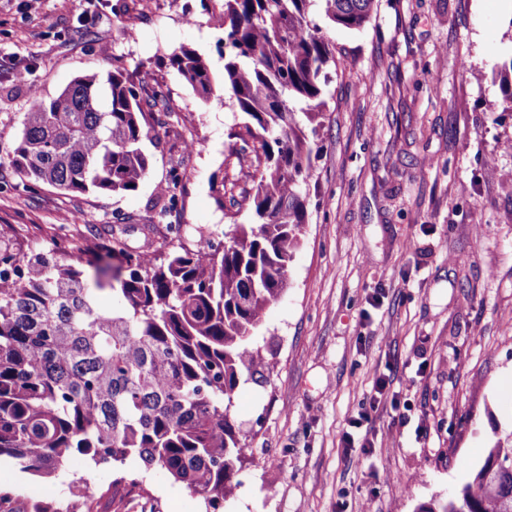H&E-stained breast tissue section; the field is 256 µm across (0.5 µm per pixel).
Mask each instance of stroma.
<instances>
[{
	"label": "stroma",
	"instance_id": "1",
	"mask_svg": "<svg viewBox=\"0 0 512 512\" xmlns=\"http://www.w3.org/2000/svg\"><path fill=\"white\" fill-rule=\"evenodd\" d=\"M325 33L341 65L324 91L308 222L254 338L267 368L235 392L245 450L224 512H416L452 495L512 428V111L494 75L512 58V0H375L364 29ZM223 35L200 0H40L35 11L0 0V225L35 253L117 214L146 224L175 170L168 223L188 246L203 228L223 240L211 183L249 184L226 162L244 116L224 101ZM182 46L208 63L209 99L167 66ZM116 64L171 91L146 119L147 180L129 195L27 189L7 163L24 112ZM65 212L80 223H61ZM349 430L377 447H345ZM121 475L137 486L108 495ZM82 476L104 492L96 512H206L183 483L133 461L50 478L4 462L0 490L24 512L37 496L70 497Z\"/></svg>",
	"mask_w": 512,
	"mask_h": 512
}]
</instances>
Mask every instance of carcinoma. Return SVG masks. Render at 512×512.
I'll return each instance as SVG.
<instances>
[{
    "label": "carcinoma",
    "mask_w": 512,
    "mask_h": 512,
    "mask_svg": "<svg viewBox=\"0 0 512 512\" xmlns=\"http://www.w3.org/2000/svg\"><path fill=\"white\" fill-rule=\"evenodd\" d=\"M374 0H222L224 89L246 121L229 134L228 163L251 170L242 192L250 222L232 220L224 245L176 246L175 225L137 251L135 229L89 224L66 249L0 248V460L41 477L137 459L182 482L209 507L231 494L243 446L230 413L243 373L263 366L252 346L266 310L287 286L306 224L315 137L336 46L315 22L361 29ZM168 64L198 95L214 77L195 50ZM512 106V58L500 67ZM170 99L117 66L75 78L25 113L9 164L33 183L71 194H128L148 178L145 109ZM170 172L161 219L180 194ZM112 291V306L97 293ZM447 500L416 512H512V431ZM93 490L67 512H95Z\"/></svg>",
    "instance_id": "carcinoma-1"
}]
</instances>
